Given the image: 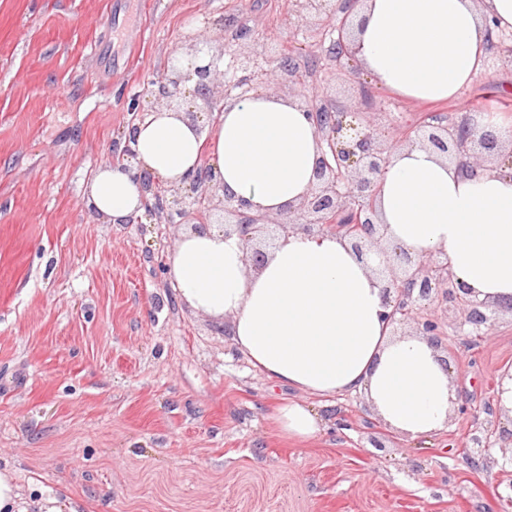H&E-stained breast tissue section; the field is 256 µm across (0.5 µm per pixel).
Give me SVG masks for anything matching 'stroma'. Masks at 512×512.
<instances>
[{"label":"stroma","mask_w":512,"mask_h":512,"mask_svg":"<svg viewBox=\"0 0 512 512\" xmlns=\"http://www.w3.org/2000/svg\"><path fill=\"white\" fill-rule=\"evenodd\" d=\"M289 0H0V470L22 506L39 494L81 512H512V450L472 448L507 431L492 403L512 371V305L491 335L460 331L434 300L459 403L444 431L406 440L358 394L304 397L276 384L218 322L178 301L157 262L183 225L106 224L83 204L94 169L123 145L128 100L221 16H248L273 55L300 65L328 102L382 135L438 114L512 120V63L490 50L458 99L413 103L354 60L325 70L312 24ZM326 420L282 438L284 399ZM381 440L372 447L369 437Z\"/></svg>","instance_id":"1"}]
</instances>
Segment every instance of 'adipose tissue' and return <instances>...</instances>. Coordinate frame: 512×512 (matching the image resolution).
I'll use <instances>...</instances> for the list:
<instances>
[{
    "mask_svg": "<svg viewBox=\"0 0 512 512\" xmlns=\"http://www.w3.org/2000/svg\"><path fill=\"white\" fill-rule=\"evenodd\" d=\"M356 16L354 58L374 81L407 100L439 102L481 72L489 30H512V0H362ZM134 149L133 169L105 162L85 188L86 208L105 223L143 214L137 173L178 186L206 160L225 195L277 215L309 193L321 155L298 101L265 92L225 103L203 128L156 107L137 121ZM376 207L389 243L415 259L442 254L470 299L512 302V171L489 166L470 176L438 150L404 146L390 158ZM375 264L346 238L293 230L256 272L238 235L191 229L170 253L167 277L180 302L229 320L233 344L270 381L311 396L364 395L391 431L427 437L448 424L452 375L427 337L387 326ZM323 422L302 401L276 413L280 432L301 441Z\"/></svg>",
    "mask_w": 512,
    "mask_h": 512,
    "instance_id": "1",
    "label": "adipose tissue"
}]
</instances>
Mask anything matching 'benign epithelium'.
<instances>
[{"label": "benign epithelium", "instance_id": "benign-epithelium-1", "mask_svg": "<svg viewBox=\"0 0 512 512\" xmlns=\"http://www.w3.org/2000/svg\"><path fill=\"white\" fill-rule=\"evenodd\" d=\"M360 0H348L339 24L335 0H293L288 12V24L314 23L323 25L321 35H333L335 47L328 50L326 58L331 65L341 63L350 55L354 28L353 11ZM239 51L231 55V67L240 74L236 79H224V72L216 64L187 69L174 67L164 77L154 82L160 92L151 95L152 105L165 106L184 112L193 122L211 119L223 109L228 100L241 101L255 86L289 87L279 73V67L263 65L259 59H270L266 43L256 41L255 31L247 25L238 29L236 37ZM300 101L313 120L322 142L315 183L309 194L295 207L289 208L278 218L254 215L248 204L235 201L220 193V183L212 167L203 165L186 178L181 187L167 186L151 175H139V189L145 198L152 199L147 215H162L168 224H191L194 229L206 230L212 226L211 217L222 214L224 223L219 229L228 234L237 233L246 245V262L255 271L261 269L268 256L259 240L270 236V226H287L306 232L332 233V225L342 216L350 217L342 225L357 253L376 252L386 256L378 272L383 281L385 298L392 309L384 314L392 331L412 321L416 331L432 342H442L443 331L438 317L413 316L414 307L432 299L433 293L443 292L445 299L456 304L464 313L460 327L469 326L478 336H483L495 324L489 305L466 296V289L459 288L448 271V263L439 256L429 254L413 262L399 247L381 244V233L376 212V198L389 157L410 141H418L448 155L468 173L484 168V151L497 147V138L486 131L472 134L470 118L464 117L454 125L424 122L414 130V135L402 134L389 141L380 139L374 125H353L345 121L346 113L330 112L316 102V95L302 94Z\"/></svg>", "mask_w": 512, "mask_h": 512}]
</instances>
